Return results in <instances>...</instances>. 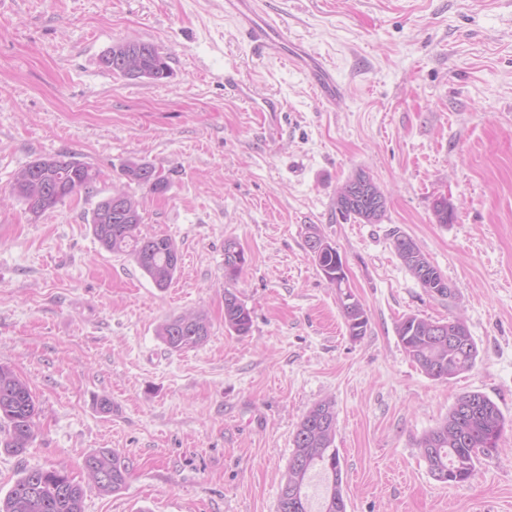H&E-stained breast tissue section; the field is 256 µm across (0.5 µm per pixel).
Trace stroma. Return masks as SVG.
I'll return each mask as SVG.
<instances>
[{
  "label": "stroma",
  "mask_w": 512,
  "mask_h": 512,
  "mask_svg": "<svg viewBox=\"0 0 512 512\" xmlns=\"http://www.w3.org/2000/svg\"><path fill=\"white\" fill-rule=\"evenodd\" d=\"M336 77L325 103L286 55L245 42L224 0H5L0 5V364L29 381L39 430L0 451V497L21 471L66 468L84 512H275L302 416L336 402L347 512H512V0H261ZM154 44L169 75L118 77L100 56ZM232 73L251 90L224 85ZM278 100L282 111L257 102ZM61 155L92 166L83 192L35 215L14 173ZM161 169L156 196L121 175ZM364 171L387 198L379 223L337 219ZM145 198L142 233L181 255L159 290L106 251L91 212L113 187ZM454 212L438 223L436 200ZM338 250L368 327L352 338L307 225ZM412 237L454 289L426 292L397 256ZM247 263L224 277V245ZM251 313L224 325V295ZM206 312L202 345L170 351L166 319ZM407 315L465 321L475 366L446 382L403 349ZM478 391L506 419L497 453L465 483L436 481L417 443ZM110 399L111 412L100 409ZM112 448L124 489L98 491L86 455Z\"/></svg>",
  "instance_id": "obj_1"
}]
</instances>
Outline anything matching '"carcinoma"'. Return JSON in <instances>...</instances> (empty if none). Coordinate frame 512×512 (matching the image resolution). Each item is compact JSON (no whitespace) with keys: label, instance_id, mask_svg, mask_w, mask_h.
Segmentation results:
<instances>
[{"label":"carcinoma","instance_id":"cac0c4a2","mask_svg":"<svg viewBox=\"0 0 512 512\" xmlns=\"http://www.w3.org/2000/svg\"><path fill=\"white\" fill-rule=\"evenodd\" d=\"M112 59L122 60L135 54L134 43L122 40L106 50ZM138 72L127 73L114 69L112 73L129 79L160 80L167 75L168 65L160 52L138 54ZM38 180L28 181L25 170H19L13 180L12 192L39 215L54 208L64 199L81 191H89L96 180V172L87 164L60 157H41L32 161ZM148 163L129 161L122 168L123 176L131 183L155 192L151 185L156 167L146 170ZM49 186L60 189L53 197L45 192ZM127 209L117 212L106 209L101 200L92 212L91 229L101 246L112 253L131 257L150 278L156 288L170 286L179 271L180 255L175 242L166 236L143 235L139 224L143 221L142 202L127 194ZM335 212L345 221L355 220L375 224L384 216L386 198L375 182H370L367 195L349 198L337 192ZM319 243L313 260L330 284H336V272L342 270L338 250L330 245L315 224L306 227V240ZM393 247L407 269L422 288L441 297H452L453 289L444 275L423 253L416 241L408 235L396 234ZM246 264L244 251L236 258H224V277L237 279ZM349 335L365 334L368 317L361 303L352 306L340 302ZM250 311L238 297L224 295V325L239 335L251 328ZM210 332L208 318L203 313L189 312L163 323L158 336L169 350L180 352L203 344ZM404 350L424 373L438 381H447L456 374L474 367L479 350L472 336H456L448 329L444 337L433 334L428 319L411 315L395 328ZM38 414L35 398L26 381L9 368L0 365V447L19 456L25 453L33 438L34 419ZM505 420L495 402L481 392L461 395L449 410L447 418L423 435L418 443L421 455L431 475L444 477L446 483L469 480L480 457H488L497 450ZM336 428L309 422L304 415L293 437V451L287 471L280 485L276 512H311L305 492L310 472L319 467L332 477L327 496L319 512H347L346 493L342 487L339 454L334 448ZM84 466L94 472L93 482L104 493L123 489L128 464L116 451L99 448L89 453ZM84 492L69 474L59 469L26 468L15 481L4 500L0 512H83Z\"/></svg>","mask_w":512,"mask_h":512}]
</instances>
